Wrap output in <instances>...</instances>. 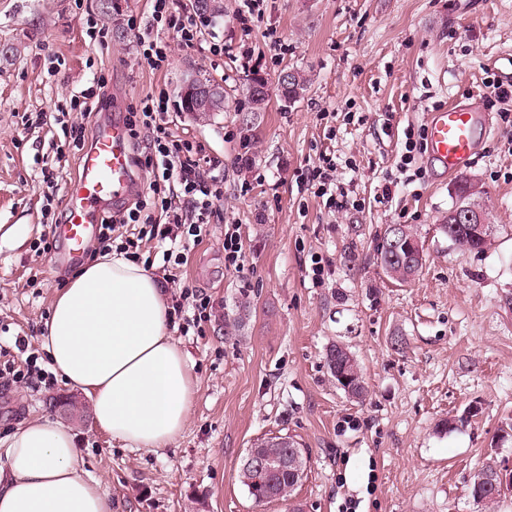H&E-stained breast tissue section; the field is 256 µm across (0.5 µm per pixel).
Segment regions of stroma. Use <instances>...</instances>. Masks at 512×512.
Masks as SVG:
<instances>
[{"instance_id": "stroma-1", "label": "stroma", "mask_w": 512, "mask_h": 512, "mask_svg": "<svg viewBox=\"0 0 512 512\" xmlns=\"http://www.w3.org/2000/svg\"><path fill=\"white\" fill-rule=\"evenodd\" d=\"M240 0L201 45L172 40L162 68L132 47L129 16L150 0H0V366L23 364L16 337L45 356L39 330L74 269L63 251L36 253L48 183L64 211L81 148L63 126L124 120L146 96L169 100L172 131L224 163V196L187 264L161 279L167 295L200 288L213 298L203 332L180 336L197 393L176 444L127 448L93 425L88 399L60 378L0 389V437L25 420L58 418L77 435L84 468L101 479L110 512H512V101H492L486 79L512 84V0H265L250 31ZM102 41L91 40L89 27ZM224 53L211 55L213 42ZM287 44L279 55L275 42ZM306 80L282 110L284 68ZM268 82L262 112L244 114L246 79ZM105 88H97V77ZM224 88V109L195 119L180 109L189 79ZM92 90L90 114L70 100ZM458 100L488 114L493 132L468 164L441 177L415 156L420 177L383 195L406 132ZM46 113L23 123V114ZM353 208L329 209L299 177L322 156ZM475 180L495 227L483 251L460 248L437 226L455 186ZM416 230L423 266L390 279L374 250L389 225ZM236 227L243 267L224 264V229ZM321 262L320 280L311 266ZM401 336L403 349L391 339ZM349 348L366 387L348 396L326 350ZM450 428H443V421ZM289 435L309 451L290 499L255 503L239 471L260 439ZM505 477L497 502H475L474 473Z\"/></svg>"}]
</instances>
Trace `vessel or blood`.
<instances>
[{"instance_id":"b4317fda","label":"vessel or blood","mask_w":512,"mask_h":512,"mask_svg":"<svg viewBox=\"0 0 512 512\" xmlns=\"http://www.w3.org/2000/svg\"><path fill=\"white\" fill-rule=\"evenodd\" d=\"M428 123L427 160L445 174L465 166L475 153L480 134L490 130L486 114L459 102L430 113ZM134 182L123 125L116 121L99 123L76 175L66 185L65 220L54 227L55 236L65 247L66 261L82 259L105 212L128 199Z\"/></svg>"}]
</instances>
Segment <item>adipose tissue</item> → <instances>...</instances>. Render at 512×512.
Here are the masks:
<instances>
[{
	"label": "adipose tissue",
	"mask_w": 512,
	"mask_h": 512,
	"mask_svg": "<svg viewBox=\"0 0 512 512\" xmlns=\"http://www.w3.org/2000/svg\"><path fill=\"white\" fill-rule=\"evenodd\" d=\"M41 338L56 373L88 397L98 429L148 451L182 435L192 366L169 333L165 289L142 264L110 252L79 268L54 296ZM0 443V512H109L67 424L29 421Z\"/></svg>",
	"instance_id": "ef3b65f1"
}]
</instances>
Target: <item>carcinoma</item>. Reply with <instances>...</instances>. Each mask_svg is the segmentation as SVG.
<instances>
[{"mask_svg": "<svg viewBox=\"0 0 512 512\" xmlns=\"http://www.w3.org/2000/svg\"><path fill=\"white\" fill-rule=\"evenodd\" d=\"M304 88L305 78L295 70L287 84L278 85V92L282 101L294 103ZM470 230L469 225L459 224L448 231H442L441 235L462 248L472 250L475 245ZM403 253H405L403 240L396 237L395 230L387 229L376 245V262L391 279L400 283L415 277L422 267V263L416 259L408 261L398 259V255ZM326 362L333 377L344 370L353 373L358 369L353 355L340 344L329 346L326 352ZM254 447L261 449L265 456L273 458L292 452L300 457L301 466L296 471L290 468L276 473H270L264 469L240 470L241 482L246 486L249 495L258 504L283 500L290 496L295 486L301 483L306 475L309 461L307 450L302 448L301 444L291 436L261 439L254 443ZM493 475V467L490 465L481 468L474 474L470 483V493L475 501H491Z\"/></svg>", "mask_w": 512, "mask_h": 512, "instance_id": "1", "label": "carcinoma"}]
</instances>
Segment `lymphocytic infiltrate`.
Segmentation results:
<instances>
[{"instance_id":"f902f5d3","label":"lymphocytic infiltrate","mask_w":512,"mask_h":512,"mask_svg":"<svg viewBox=\"0 0 512 512\" xmlns=\"http://www.w3.org/2000/svg\"><path fill=\"white\" fill-rule=\"evenodd\" d=\"M151 2L148 16L129 18L127 25L134 33L137 55L158 68L171 53L166 30L175 29L188 47L201 42L202 31L192 14H174V0ZM125 127L137 148L135 165L150 170L153 180L148 192L124 211L102 218L100 247H111L117 227L142 224L150 238L164 244L163 261L168 268L184 265L191 244L202 242L208 234L210 217L223 197L224 171L217 161L202 165L200 145L172 133L166 98L145 97L139 109L126 117Z\"/></svg>"}]
</instances>
